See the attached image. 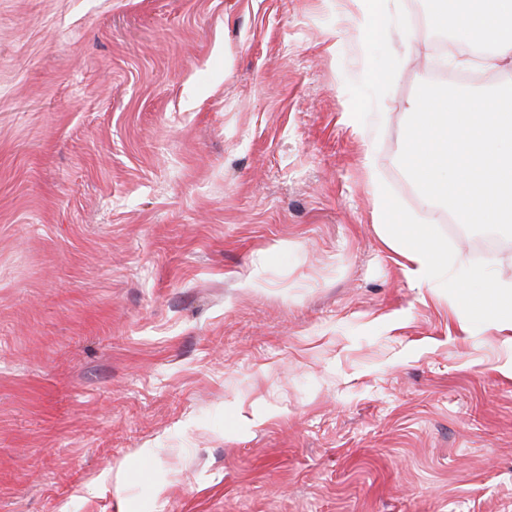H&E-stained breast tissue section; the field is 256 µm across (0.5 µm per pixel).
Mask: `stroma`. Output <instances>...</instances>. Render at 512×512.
I'll use <instances>...</instances> for the list:
<instances>
[{"instance_id":"stroma-1","label":"stroma","mask_w":512,"mask_h":512,"mask_svg":"<svg viewBox=\"0 0 512 512\" xmlns=\"http://www.w3.org/2000/svg\"><path fill=\"white\" fill-rule=\"evenodd\" d=\"M384 9L0 0V512H512V332L381 225L512 239L401 168L465 56Z\"/></svg>"}]
</instances>
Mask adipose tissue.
<instances>
[{
	"label": "adipose tissue",
	"mask_w": 512,
	"mask_h": 512,
	"mask_svg": "<svg viewBox=\"0 0 512 512\" xmlns=\"http://www.w3.org/2000/svg\"><path fill=\"white\" fill-rule=\"evenodd\" d=\"M456 12L440 8L438 24L454 30L467 42H492L493 65L512 67V0H461ZM387 242L413 266L417 280L428 279L432 272L447 265L441 244L423 228L413 224H388L384 227ZM458 296L471 316L501 329L512 330V289L501 286L492 273L484 269L467 271Z\"/></svg>",
	"instance_id": "adipose-tissue-1"
}]
</instances>
